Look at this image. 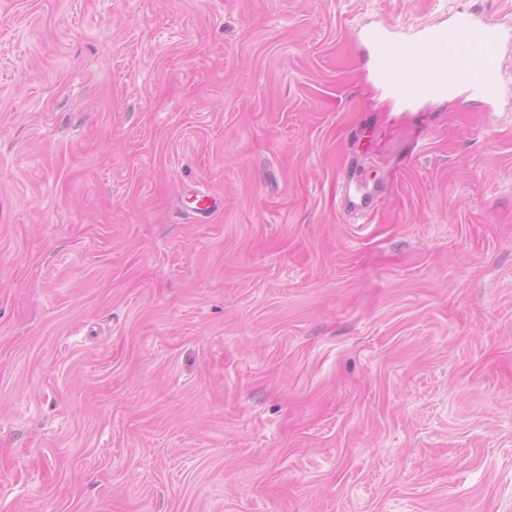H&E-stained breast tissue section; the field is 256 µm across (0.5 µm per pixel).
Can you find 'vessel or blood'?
<instances>
[{"mask_svg":"<svg viewBox=\"0 0 512 512\" xmlns=\"http://www.w3.org/2000/svg\"><path fill=\"white\" fill-rule=\"evenodd\" d=\"M363 38L372 48L378 79L404 104L464 94L490 104L499 95L504 32L473 13H453L405 43L388 24L365 29Z\"/></svg>","mask_w":512,"mask_h":512,"instance_id":"obj_1","label":"vessel or blood"}]
</instances>
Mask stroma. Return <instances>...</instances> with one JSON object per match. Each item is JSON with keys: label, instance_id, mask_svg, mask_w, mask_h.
<instances>
[{"label": "stroma", "instance_id": "stroma-1", "mask_svg": "<svg viewBox=\"0 0 512 512\" xmlns=\"http://www.w3.org/2000/svg\"><path fill=\"white\" fill-rule=\"evenodd\" d=\"M460 10L0 0V512H512V56L360 34ZM389 24L367 28L378 79L396 99L413 105L425 99L474 95L490 105L498 98L504 31L472 12L453 13L401 42Z\"/></svg>", "mask_w": 512, "mask_h": 512}]
</instances>
